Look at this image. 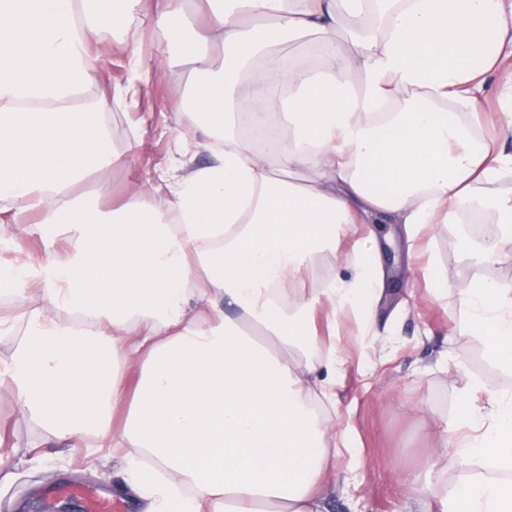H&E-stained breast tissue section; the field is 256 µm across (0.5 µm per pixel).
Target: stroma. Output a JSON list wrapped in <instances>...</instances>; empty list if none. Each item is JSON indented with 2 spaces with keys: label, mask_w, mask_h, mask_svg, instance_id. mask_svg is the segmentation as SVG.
Wrapping results in <instances>:
<instances>
[{
  "label": "stroma",
  "mask_w": 512,
  "mask_h": 512,
  "mask_svg": "<svg viewBox=\"0 0 512 512\" xmlns=\"http://www.w3.org/2000/svg\"><path fill=\"white\" fill-rule=\"evenodd\" d=\"M202 22L191 10L161 24L133 15L120 28L89 35L92 76L72 101L101 102L100 121L120 160L74 186L75 195L108 212L147 189L156 208L165 210L170 183L213 164L212 150L198 145L194 117L179 104L183 68L162 58L165 43L188 36ZM117 39L122 49L113 48ZM137 63L150 69L140 83L133 80ZM482 238L479 225L466 219L427 225L412 241L400 236L399 261L385 270L373 329L361 330L351 317L334 331L317 320L311 354H324L334 342L342 347L344 364L329 412L337 431L346 434L336 468L356 477L348 490L333 489L335 512H412L402 478L436 460L438 434L455 428L468 380L477 379L485 395L512 389V373L490 360L459 304L462 292L478 283L512 286V258L473 264L469 254ZM439 272L455 276L450 295L435 285ZM87 453L85 441L47 436L12 399H0V512H55L43 493L49 485L111 491L115 472L76 469Z\"/></svg>",
  "instance_id": "obj_1"
}]
</instances>
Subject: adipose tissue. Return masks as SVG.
Listing matches in <instances>:
<instances>
[{
    "instance_id": "adipose-tissue-1",
    "label": "adipose tissue",
    "mask_w": 512,
    "mask_h": 512,
    "mask_svg": "<svg viewBox=\"0 0 512 512\" xmlns=\"http://www.w3.org/2000/svg\"><path fill=\"white\" fill-rule=\"evenodd\" d=\"M203 2L210 26L163 57L187 66L182 98L218 162L172 184L167 210L141 191L104 212L71 192L117 160L98 104L70 102L91 77L86 36L189 0H0V242L34 216L43 242L0 268V297L32 303L0 316L1 335L24 327L0 390L56 439L93 436L97 465H117L145 512H331L336 425L313 403L333 402L343 358L303 352L316 316L373 325L383 248H353L350 276L323 288L305 279L371 217L409 235L489 207L499 226L471 258L512 253V197L473 192L512 171V102L499 144L474 115L489 81L512 89V0ZM266 117L257 149L242 127ZM460 303L512 371V288ZM441 445L459 483L412 475L410 499L512 512L511 391L466 407Z\"/></svg>"
}]
</instances>
